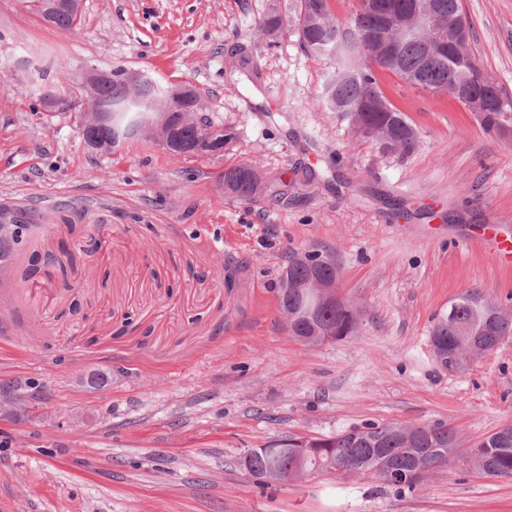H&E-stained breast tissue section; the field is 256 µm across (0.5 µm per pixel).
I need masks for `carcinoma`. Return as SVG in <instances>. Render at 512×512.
Returning <instances> with one entry per match:
<instances>
[{"instance_id": "carcinoma-1", "label": "carcinoma", "mask_w": 512, "mask_h": 512, "mask_svg": "<svg viewBox=\"0 0 512 512\" xmlns=\"http://www.w3.org/2000/svg\"><path fill=\"white\" fill-rule=\"evenodd\" d=\"M355 2L354 12L342 19L332 12L329 0H296L293 14L288 16V24L294 27L305 50L332 58V72L327 76L324 87L326 108L341 113L343 117H352L356 131L365 137L372 138L379 130L387 131L396 142L397 151L409 154L417 147L418 132L406 113L386 97L376 71L388 72L408 88L450 96L449 74L453 72V65L446 55L429 54L426 44L419 39H409L401 44L398 61L392 67L375 61L371 56L373 46L367 42L336 45V34H343L351 27L374 34L385 26V21L368 8L367 0ZM392 4L399 9L436 6L438 17L435 25L439 29L452 28L457 17L463 15L461 0H392ZM50 21L58 28L73 31L79 30L81 24L64 11L51 16ZM282 21L283 15L272 10L259 21L260 32L270 35ZM159 94L157 84L147 78L138 91L140 103L130 105L125 73L113 72L111 79L99 85L97 97L118 109L115 124L93 130V137L106 144L113 141L118 132L136 130L147 116L143 109ZM486 99V109L478 116L483 128L497 134L507 126L512 128V99L503 96L499 90L486 95ZM364 100L371 102V111L352 112V108ZM202 124H210L207 117L197 121L177 119L174 136L185 149V155L196 154L193 145ZM221 179L227 191L243 200L256 198L262 189L261 181L253 177L249 164L225 170ZM9 219L12 228L0 231V269L5 271L11 269L16 250L22 245L28 226L33 224L31 213L25 209L12 213ZM313 272L327 278L332 270L327 266L311 265V259L304 254L290 256L283 277L288 279L292 288L286 294L279 293L280 309L288 313V334L302 343L313 336L316 328L333 331L339 339L355 335L359 328L357 311L329 304L307 309V301L293 285L306 281ZM491 304L493 301L485 296L482 289L466 290L450 302L448 313L439 318L432 335L441 336L448 340L449 346L458 348L463 347L465 338L471 336L485 346V351H492L512 335V311L500 306L497 316L489 318L486 306ZM429 447L432 448L428 459V469L431 470L448 462L460 443L455 430L441 422L432 424V434H423L419 441L409 425L370 423L320 439L319 448L313 454L300 456L292 443L277 441L264 448L251 449L245 463L255 477L279 482L292 472H339L354 462L360 470L367 471L387 458L408 471L406 479L393 484L401 490L414 488L422 479L412 467V449ZM468 454L475 468L488 469L497 477L512 476V425L503 426L481 439L468 450Z\"/></svg>"}]
</instances>
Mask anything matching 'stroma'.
<instances>
[{"instance_id": "35a3bbf8", "label": "stroma", "mask_w": 512, "mask_h": 512, "mask_svg": "<svg viewBox=\"0 0 512 512\" xmlns=\"http://www.w3.org/2000/svg\"><path fill=\"white\" fill-rule=\"evenodd\" d=\"M289 0H84L79 31L0 0V206L36 233L0 273V382L34 396L0 423V512H512V477L467 450L512 424V336L446 368L431 331L472 287L512 309V268L461 236L512 218V139L444 95L383 78L418 145L382 151L322 101L328 60L257 22ZM480 67L512 96V0H462ZM40 58L30 83L16 58ZM183 82L233 138L175 158L148 139L85 149L74 114L85 67ZM251 90L235 93L236 82ZM265 184L243 200L220 175ZM67 247V274L23 268ZM332 254L356 335L314 347L278 306L293 251ZM443 421L462 446L398 491L371 473L261 486L251 449L367 423ZM220 177L224 188L243 200L256 198L262 189L260 179L253 177L252 166L249 164L224 170Z\"/></svg>"}]
</instances>
